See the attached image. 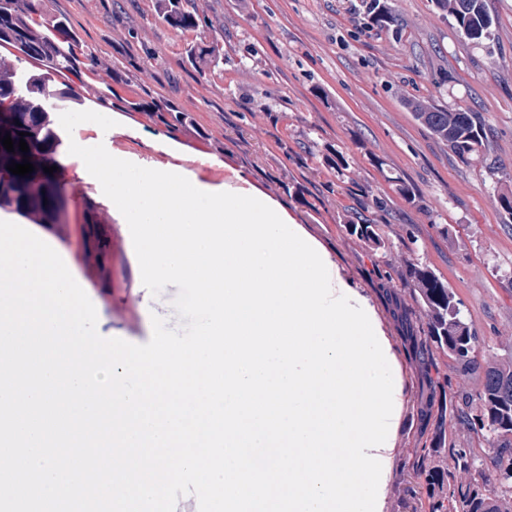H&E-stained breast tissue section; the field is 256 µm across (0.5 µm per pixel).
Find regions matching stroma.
<instances>
[{
    "mask_svg": "<svg viewBox=\"0 0 512 512\" xmlns=\"http://www.w3.org/2000/svg\"><path fill=\"white\" fill-rule=\"evenodd\" d=\"M393 15L373 26L372 0H191L199 25H168L156 0H42L66 20L93 70L52 73L81 91V107L116 120L107 150L162 171L188 172L222 191L285 207L337 272L375 312L400 364L403 407L382 512L419 498L408 473L429 447L432 425L419 414L426 375L413 354L415 312L406 265L431 266L464 301L486 352L512 336V216L497 203L512 190V0H486L494 39L468 41L432 0H381ZM218 41L221 62L189 58ZM437 105L476 113L486 148L462 160L416 118ZM162 112L191 121L170 128ZM346 161L343 168L333 158ZM414 190L405 198L398 183ZM66 205L44 224L14 208L0 220L26 228L56 250L93 302L97 331L132 344L152 337V316L168 328L178 288L146 292L126 220L89 173L71 170ZM380 225L372 252L345 226ZM112 238L110 275L83 260L84 224ZM141 303L111 319L126 289Z\"/></svg>",
    "mask_w": 512,
    "mask_h": 512,
    "instance_id": "obj_1",
    "label": "stroma"
}]
</instances>
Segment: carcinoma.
I'll use <instances>...</instances> for the list:
<instances>
[{"label": "carcinoma", "mask_w": 512, "mask_h": 512, "mask_svg": "<svg viewBox=\"0 0 512 512\" xmlns=\"http://www.w3.org/2000/svg\"><path fill=\"white\" fill-rule=\"evenodd\" d=\"M0 0V42L9 43L24 57L42 61L57 72H69L78 62V44L64 29L63 20L44 17L40 0ZM436 6L452 17L456 28L468 40L483 43L493 37V19L485 0H435ZM165 21L173 28H194L197 21L184 0ZM45 73L19 67L0 73V115L11 123L10 135L16 147L7 151L0 144V155L20 163L29 156L40 175L42 186L36 193L23 188L27 177L0 169L3 196L19 211H37L52 219L57 214L61 189L54 177L45 173L44 159L55 154L59 139L48 108L29 107L31 96L45 90ZM417 119L462 160L485 147V130L475 113L435 108L417 113ZM26 132L22 138L19 133ZM25 140L29 152L19 151ZM349 234L368 243L372 250L385 247L380 225L366 221L346 225ZM85 238L99 258L109 259L107 241L97 225L88 224ZM407 275L412 282L415 305L425 316V329L414 350L425 366L430 394H447L433 416L432 446L423 450L412 467V478L426 484L431 499L429 512H500L512 502V339L500 337L511 352L503 357L484 354L485 339L465 316L458 295L428 265L411 262ZM446 358L445 366L455 375L477 376L481 386L475 393L453 389L448 374L440 372L434 353Z\"/></svg>", "instance_id": "obj_1"}]
</instances>
